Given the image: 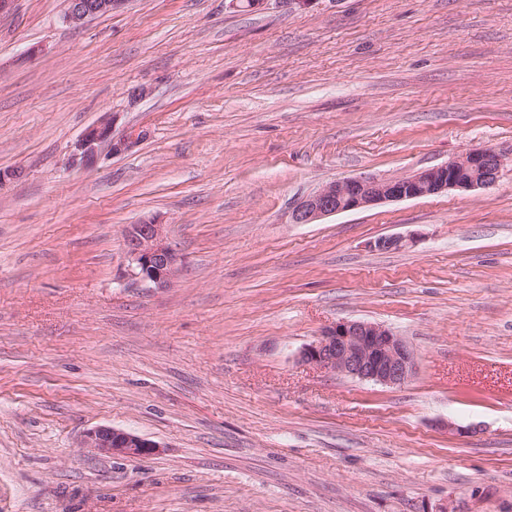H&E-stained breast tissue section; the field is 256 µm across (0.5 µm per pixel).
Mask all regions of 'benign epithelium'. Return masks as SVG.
Listing matches in <instances>:
<instances>
[{"instance_id": "benign-epithelium-1", "label": "benign epithelium", "mask_w": 512, "mask_h": 512, "mask_svg": "<svg viewBox=\"0 0 512 512\" xmlns=\"http://www.w3.org/2000/svg\"><path fill=\"white\" fill-rule=\"evenodd\" d=\"M66 21L74 27L102 16L126 0H66ZM116 116L103 113L76 144L74 157L88 164L97 161L101 147L118 154L139 143L144 133L114 134ZM509 157L489 146L471 149L445 164L390 179L347 177L330 181L301 199L290 214L292 224H315L327 216L378 204L440 194L448 190L468 192L493 185ZM129 275L154 288L170 286L180 270L168 227L143 219L125 229ZM302 362L329 373L401 386L415 373L414 348L389 328L373 322L347 320L322 330L300 352ZM82 447L96 452L139 458L156 452L159 445L136 434L109 426L86 432Z\"/></svg>"}]
</instances>
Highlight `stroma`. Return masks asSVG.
<instances>
[{"label":"stroma","mask_w":512,"mask_h":512,"mask_svg":"<svg viewBox=\"0 0 512 512\" xmlns=\"http://www.w3.org/2000/svg\"><path fill=\"white\" fill-rule=\"evenodd\" d=\"M66 8L0 15V512H512V163L290 221L333 180L512 151V0ZM105 112L145 139L71 165ZM148 218L167 288L128 274ZM345 320L403 336L414 376L300 361ZM103 425L158 450L82 447ZM66 21L74 27L90 18L102 16L123 5L126 0H66ZM124 235L128 274L154 288L170 286L181 260L170 241L167 224L143 219L127 226Z\"/></svg>","instance_id":"obj_1"}]
</instances>
